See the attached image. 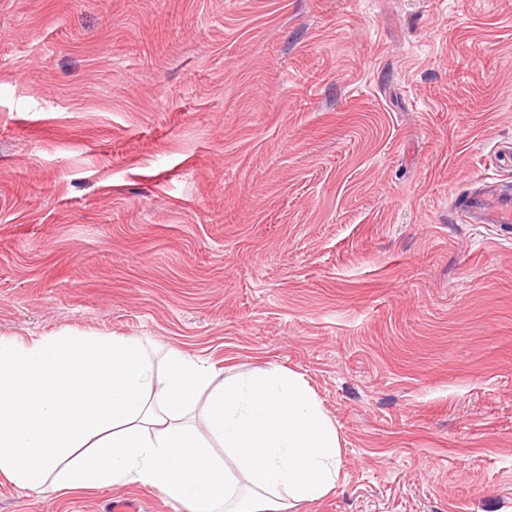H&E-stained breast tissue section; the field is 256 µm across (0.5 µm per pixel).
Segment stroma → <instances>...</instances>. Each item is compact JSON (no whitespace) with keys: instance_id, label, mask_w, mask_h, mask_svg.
I'll use <instances>...</instances> for the list:
<instances>
[{"instance_id":"1","label":"stroma","mask_w":512,"mask_h":512,"mask_svg":"<svg viewBox=\"0 0 512 512\" xmlns=\"http://www.w3.org/2000/svg\"><path fill=\"white\" fill-rule=\"evenodd\" d=\"M510 153L512 0H0V337L304 374L299 512H512V226L453 207Z\"/></svg>"}]
</instances>
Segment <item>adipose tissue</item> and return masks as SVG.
<instances>
[{
	"instance_id": "1",
	"label": "adipose tissue",
	"mask_w": 512,
	"mask_h": 512,
	"mask_svg": "<svg viewBox=\"0 0 512 512\" xmlns=\"http://www.w3.org/2000/svg\"><path fill=\"white\" fill-rule=\"evenodd\" d=\"M342 461L303 374L222 377L136 336L0 338V478L35 497L137 485L182 512H294L336 489Z\"/></svg>"
}]
</instances>
